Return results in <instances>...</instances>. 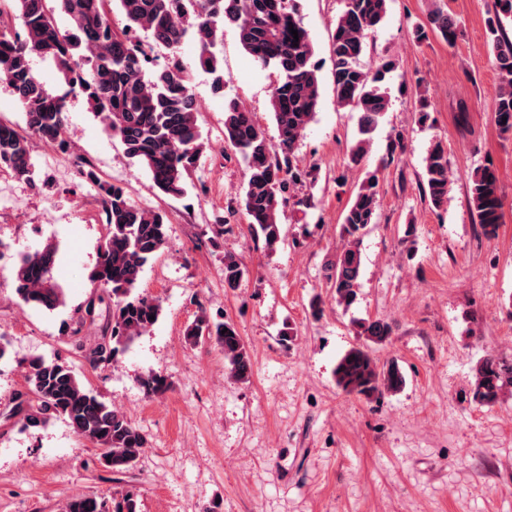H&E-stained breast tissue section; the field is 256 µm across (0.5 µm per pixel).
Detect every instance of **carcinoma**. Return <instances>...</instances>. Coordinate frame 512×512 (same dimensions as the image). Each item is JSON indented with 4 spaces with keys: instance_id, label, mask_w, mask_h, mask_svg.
<instances>
[{
    "instance_id": "cac0c4a2",
    "label": "carcinoma",
    "mask_w": 512,
    "mask_h": 512,
    "mask_svg": "<svg viewBox=\"0 0 512 512\" xmlns=\"http://www.w3.org/2000/svg\"><path fill=\"white\" fill-rule=\"evenodd\" d=\"M21 21L22 31L0 29V75L19 100L25 127L0 122V170L28 182L33 177L29 139L36 137L66 149L67 94L49 91L33 72L30 61L39 55L54 63L69 91L85 95L103 130L118 139L125 153L152 177L165 195L182 196L186 179L195 168L203 143L197 125V108L190 90V69L175 59L149 75L148 53L132 43L125 32L108 20L118 4L128 27L152 34L154 40L177 53L187 38L197 47L195 65L213 77V90L224 89V66L215 51L224 24L238 29L245 52L261 67L270 68L275 83L270 110L278 130L273 143L253 113L233 99L224 100V139L235 149L245 168L240 205L249 220L254 244L272 253L285 242L280 221L286 194L301 185L306 174L292 165L295 148L313 120L320 101L318 65L309 33L297 18L296 0H60L71 31L63 33L47 13L45 0H9ZM387 0H344L332 32L336 103L359 113L357 140L351 162L358 164L369 135L388 108L383 82L395 68L383 61L375 73L359 64L368 36L382 23ZM512 18V0H494L485 19L493 64L503 86L494 106V120L503 134L512 133V37L503 20ZM459 22L445 10L435 9L427 23L416 28L417 38L428 33L453 40ZM298 31L294 40L290 29ZM85 180L98 189L106 216L107 234L89 275L95 288L112 294V321L100 342L90 347L87 359L94 366L109 365L160 317L161 300L138 291L145 266L166 246L165 213L133 205L123 188L99 176L89 166L80 169ZM423 180L428 201L439 209L448 200L452 185L448 154L439 142L428 150ZM377 172H368L344 210L341 236L346 240L336 260L325 266L324 279L340 306L349 307L359 289L361 236L378 221ZM469 203L484 233L496 230L502 220V198L493 165L473 170L469 178ZM57 247L52 243L20 258L10 274L16 295L27 305L54 309L64 303L56 283ZM224 284L235 288L246 275L242 260L224 254ZM392 325L377 318L357 325L363 343L350 348L338 361L336 384L349 394L367 399L400 391L405 375L395 360L379 363L372 346L385 344ZM183 336L191 345L215 343L224 352L228 375L244 381L252 371L249 349L236 326L201 310ZM26 391L18 404V422L39 427L51 417L68 422L74 433L99 450V460L115 474L113 482L133 469L148 435L127 416L87 389L84 380L59 358L34 357L26 361ZM150 395L168 388L165 376L152 373L142 380ZM512 392V358L489 354L477 366L473 399L486 406ZM63 512H138L136 495L116 490L112 500L91 495L69 500Z\"/></svg>"
}]
</instances>
